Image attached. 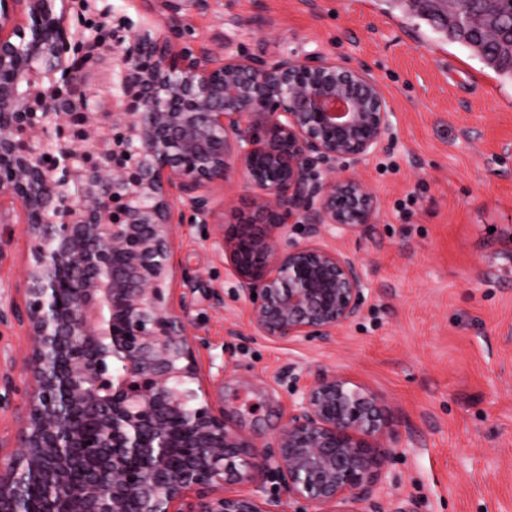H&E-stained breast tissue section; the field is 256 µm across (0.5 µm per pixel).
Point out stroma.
I'll return each instance as SVG.
<instances>
[{
    "label": "stroma",
    "instance_id": "obj_1",
    "mask_svg": "<svg viewBox=\"0 0 512 512\" xmlns=\"http://www.w3.org/2000/svg\"><path fill=\"white\" fill-rule=\"evenodd\" d=\"M232 20L243 47L319 48L367 68L394 141L356 170L378 216L339 245L361 264L364 313L330 340L254 333L209 228L177 230L168 286L190 302L211 402L265 450L294 389L340 372L383 400L394 436L370 512H512V81L394 0H209L186 40L209 43ZM28 254L22 226L0 223V307ZM29 343L26 326L0 324V366L16 385L0 407L5 438Z\"/></svg>",
    "mask_w": 512,
    "mask_h": 512
}]
</instances>
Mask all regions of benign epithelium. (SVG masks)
I'll use <instances>...</instances> for the list:
<instances>
[{
	"mask_svg": "<svg viewBox=\"0 0 512 512\" xmlns=\"http://www.w3.org/2000/svg\"><path fill=\"white\" fill-rule=\"evenodd\" d=\"M167 31L114 19L111 0H0V214L30 242L31 337L14 437L0 440V512H365L385 478L380 398L324 370L299 390L272 450L209 402L187 304L167 281L189 215L210 224L253 331L328 340L363 312L360 264L327 243L375 222L353 173L393 134L363 67L314 49L180 43L207 0H151ZM512 62L500 0H412ZM241 172L268 231L226 230ZM301 225L303 240L288 237ZM193 435L180 466L169 424ZM274 493L260 494L266 478ZM46 485L38 510L28 489Z\"/></svg>",
	"mask_w": 512,
	"mask_h": 512,
	"instance_id": "1",
	"label": "benign epithelium"
}]
</instances>
